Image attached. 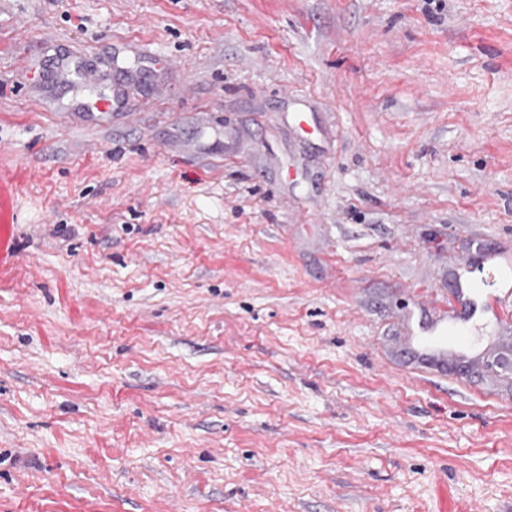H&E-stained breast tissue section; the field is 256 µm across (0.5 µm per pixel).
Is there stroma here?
<instances>
[{
  "label": "stroma",
  "mask_w": 512,
  "mask_h": 512,
  "mask_svg": "<svg viewBox=\"0 0 512 512\" xmlns=\"http://www.w3.org/2000/svg\"><path fill=\"white\" fill-rule=\"evenodd\" d=\"M503 243L512 0H0V512H512ZM436 330L439 340L435 343L424 341L414 348L413 358L418 360L439 359L448 361L449 356L467 354L474 367H480L484 363L482 351L469 347L463 328L454 320L448 321L447 314H437ZM450 344V346H448Z\"/></svg>",
  "instance_id": "35a3bbf8"
}]
</instances>
